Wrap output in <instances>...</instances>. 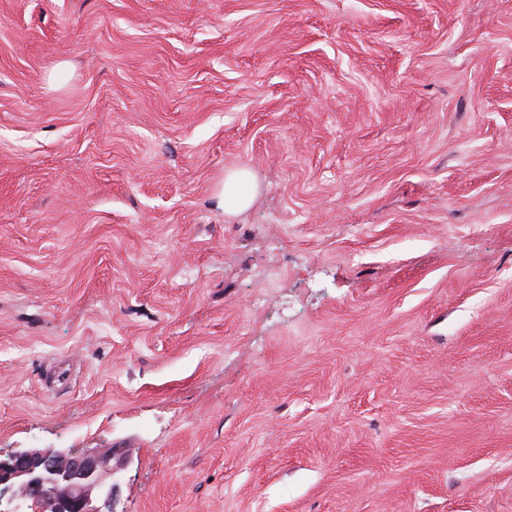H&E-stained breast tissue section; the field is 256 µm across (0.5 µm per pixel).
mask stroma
I'll return each mask as SVG.
<instances>
[{
	"label": "stroma",
	"mask_w": 512,
	"mask_h": 512,
	"mask_svg": "<svg viewBox=\"0 0 512 512\" xmlns=\"http://www.w3.org/2000/svg\"><path fill=\"white\" fill-rule=\"evenodd\" d=\"M16 448L125 449L112 512H512V0H0ZM254 186L246 171L236 173L224 184V200L238 208L246 207L253 196Z\"/></svg>",
	"instance_id": "35a3bbf8"
}]
</instances>
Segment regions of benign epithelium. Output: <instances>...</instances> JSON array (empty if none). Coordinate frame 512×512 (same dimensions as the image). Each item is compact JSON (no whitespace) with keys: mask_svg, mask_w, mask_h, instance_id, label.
I'll return each mask as SVG.
<instances>
[{"mask_svg":"<svg viewBox=\"0 0 512 512\" xmlns=\"http://www.w3.org/2000/svg\"><path fill=\"white\" fill-rule=\"evenodd\" d=\"M114 454L72 448H22L0 457V512H104L126 465Z\"/></svg>","mask_w":512,"mask_h":512,"instance_id":"1","label":"benign epithelium"}]
</instances>
